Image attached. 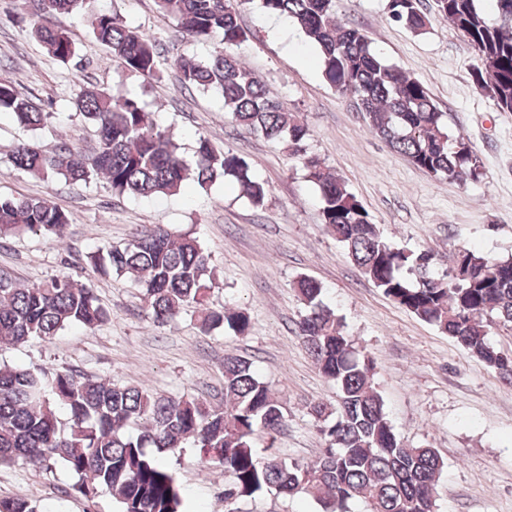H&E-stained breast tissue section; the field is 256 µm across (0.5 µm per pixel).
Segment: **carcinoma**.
Segmentation results:
<instances>
[{
    "instance_id": "carcinoma-1",
    "label": "carcinoma",
    "mask_w": 512,
    "mask_h": 512,
    "mask_svg": "<svg viewBox=\"0 0 512 512\" xmlns=\"http://www.w3.org/2000/svg\"><path fill=\"white\" fill-rule=\"evenodd\" d=\"M86 2L39 0L31 23L48 55L77 67L82 59L75 41L47 19L77 13ZM491 2V13L479 0H435V9L474 50V83L497 109L512 112V0ZM156 4L160 15L176 20L186 36L217 39L222 48L204 62L181 57L166 62L155 41L108 10L93 12V37L127 74L154 77L167 64L179 73L184 89L220 93L224 112L235 125L287 143L290 156L319 191L322 223L362 275L512 385V357L489 336L493 326L512 329V259L461 249L457 261L469 271L461 277L455 266L437 272V259L428 251H406L386 241L356 196L307 154V126L231 53L249 38L238 23V0ZM421 5V0H388L390 17L419 34L430 24ZM260 7L268 15L292 19L318 50L325 81L354 95L369 130L393 150L433 177L480 181L481 160L468 138L448 133L444 113L427 88L386 63L362 28L335 20L336 0H260ZM75 106L96 129L93 152L67 142L46 152L36 140L25 139L8 161L26 172L71 183L103 177L112 194L140 198L175 195L190 179L205 187L231 178L254 205L264 204L268 187L243 157L201 137L194 164H187L172 137L148 121L139 99L81 86ZM0 112L32 133L49 118L35 98L2 80ZM68 224V214L46 198L0 197V238L32 233L62 240ZM87 262L101 275H132L159 326L190 309L206 333L223 327L243 336L249 329L245 312L210 302L215 287L210 256L191 235H176L163 226L146 228L122 247H96ZM295 288L306 308L298 335L318 371L337 387L335 407L311 408L328 441L315 462L289 463L277 455L274 433L284 415L275 392L250 359L227 352L224 407L218 409L193 396L158 395L143 385L117 386L72 371L0 366V466L53 461L76 478L73 489L84 497L109 490L119 512H185L181 483L164 456L191 443L201 457L214 456L224 465L226 500L274 491L310 498L322 512H351L356 502L364 512H435L443 458L434 448L408 447L398 437L370 361L353 347L342 320L322 304V284L300 277ZM107 318L93 290L69 278L20 288L10 273L0 270V344L49 341L71 326L93 332ZM0 512L46 510L24 498L3 497Z\"/></svg>"
}]
</instances>
